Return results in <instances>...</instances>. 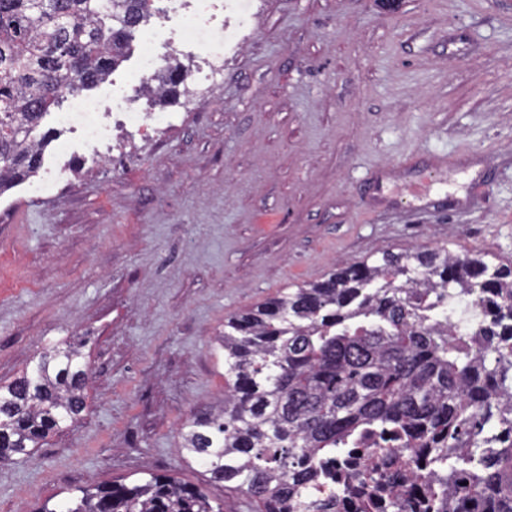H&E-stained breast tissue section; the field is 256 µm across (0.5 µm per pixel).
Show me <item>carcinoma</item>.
Here are the masks:
<instances>
[{
	"mask_svg": "<svg viewBox=\"0 0 512 512\" xmlns=\"http://www.w3.org/2000/svg\"><path fill=\"white\" fill-rule=\"evenodd\" d=\"M154 0H0V194L34 176L39 134L64 90H89L118 68ZM471 299L474 335L448 322ZM224 400L179 428L187 458L255 512H336L307 494L344 449L415 453L423 497L448 512V482L473 471L463 512H512V264L446 247L387 252L287 289L224 321ZM91 379L81 345L56 344L0 383V462L24 458L79 422ZM466 457L448 469V449ZM385 475L357 468L342 496L377 512ZM42 512H222L169 475L89 485Z\"/></svg>",
	"mask_w": 512,
	"mask_h": 512,
	"instance_id": "1",
	"label": "carcinoma"
}]
</instances>
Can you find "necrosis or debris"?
Here are the masks:
<instances>
[{
    "instance_id": "4bbe7bcc",
    "label": "necrosis or debris",
    "mask_w": 512,
    "mask_h": 512,
    "mask_svg": "<svg viewBox=\"0 0 512 512\" xmlns=\"http://www.w3.org/2000/svg\"><path fill=\"white\" fill-rule=\"evenodd\" d=\"M245 15L242 0H167L161 20L141 31L135 47L138 69L132 82L113 84L112 98L102 101L70 92L66 107L56 116L70 137L56 145L59 155L84 153L103 162L109 157L114 133L129 128H159L170 122L168 113L140 108L136 88L153 85L168 51L177 50L206 61L208 72L188 94L207 102L215 80L224 76V52L242 37L240 28L224 25V13Z\"/></svg>"
}]
</instances>
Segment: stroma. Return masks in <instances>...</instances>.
<instances>
[{"label": "stroma", "mask_w": 512, "mask_h": 512, "mask_svg": "<svg viewBox=\"0 0 512 512\" xmlns=\"http://www.w3.org/2000/svg\"><path fill=\"white\" fill-rule=\"evenodd\" d=\"M246 5L210 102L166 97L168 129L0 196V382L63 341L92 368L83 419L0 464V512L149 472L250 512L178 436L224 396L225 317L388 251L512 264V0Z\"/></svg>", "instance_id": "stroma-1"}]
</instances>
